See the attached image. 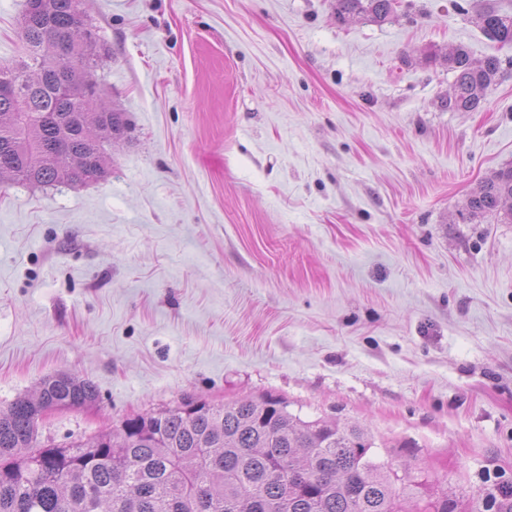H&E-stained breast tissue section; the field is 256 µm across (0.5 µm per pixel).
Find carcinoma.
Returning <instances> with one entry per match:
<instances>
[{
	"label": "carcinoma",
	"mask_w": 512,
	"mask_h": 512,
	"mask_svg": "<svg viewBox=\"0 0 512 512\" xmlns=\"http://www.w3.org/2000/svg\"><path fill=\"white\" fill-rule=\"evenodd\" d=\"M396 0H336L337 18L382 23ZM48 22L25 35L34 69L15 91L0 69V178L41 185L88 184L106 175L105 147L124 137L125 113L82 94L107 59L100 36L76 0H38ZM476 24L512 46V15L488 8ZM90 49L84 71L67 70L68 53ZM434 60L454 74L448 107L472 112L496 81L501 61L471 58L457 46ZM512 167L479 186L462 219L504 212L512 221ZM95 386L66 372L47 377L35 395L0 410V512H410L373 442L356 426L303 420L282 398L220 405L191 399L123 420L87 442L33 446L40 406L54 400L78 409Z\"/></svg>",
	"instance_id": "carcinoma-1"
}]
</instances>
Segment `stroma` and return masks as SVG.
Wrapping results in <instances>:
<instances>
[{
	"instance_id": "1",
	"label": "stroma",
	"mask_w": 512,
	"mask_h": 512,
	"mask_svg": "<svg viewBox=\"0 0 512 512\" xmlns=\"http://www.w3.org/2000/svg\"><path fill=\"white\" fill-rule=\"evenodd\" d=\"M512 0H82L129 129L106 176L0 183V407L68 372L96 401L40 441L202 397L272 395L358 425L414 504L481 512L512 484V223L460 219L512 166ZM25 0H0V66ZM499 57L454 112L428 51ZM396 0H336L339 20L364 18L371 22H385L395 11ZM476 24L490 40L512 46V15L488 8L476 15Z\"/></svg>"
}]
</instances>
